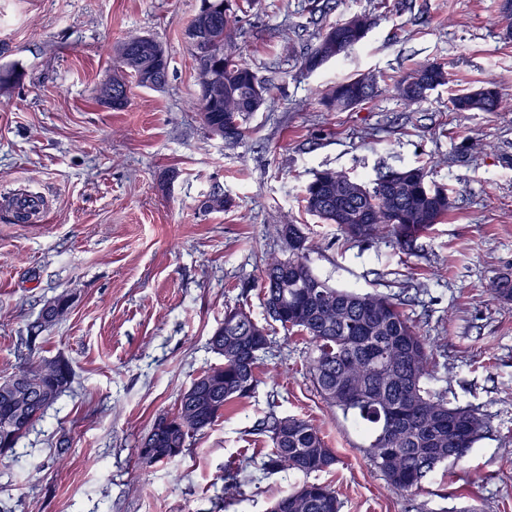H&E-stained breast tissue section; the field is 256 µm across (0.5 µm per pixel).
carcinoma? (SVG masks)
Instances as JSON below:
<instances>
[{"instance_id": "1", "label": "carcinoma", "mask_w": 512, "mask_h": 512, "mask_svg": "<svg viewBox=\"0 0 512 512\" xmlns=\"http://www.w3.org/2000/svg\"><path fill=\"white\" fill-rule=\"evenodd\" d=\"M185 36L195 62L198 95L189 108L206 116L203 125L211 134L234 144L247 132L254 109V87L269 92L266 81L241 57L235 0H203ZM371 18L353 15L319 32L302 56V69L314 72L345 58L366 38ZM114 67H123L135 81L157 64L138 51L130 36L114 49ZM446 80L437 63L421 66L385 88L375 77L354 75L332 83L321 103L329 111H346L372 100L387 90L407 102H417ZM503 102L497 85L487 82L472 92L451 99L454 112H495ZM333 170H322L303 190L307 213L336 225L348 240L369 243L389 238L404 253H413L416 242L431 233L448 216L452 202L448 190L428 182L424 166L390 170L372 183L353 182L364 190L358 195L329 182ZM284 243L282 256L267 255L262 264L260 294L267 318L288 336L305 337L310 345L307 365L314 387L327 406L340 412L368 448H382L370 458L392 490L414 494L439 469L460 461L486 429L483 415L472 406H452L442 395L423 386L435 369V352L426 337L405 313L398 295L377 290L360 292L337 287L317 275L308 253L292 252L288 236L308 240L298 224L279 227ZM272 331L254 320L241 306L224 311V325L217 327L210 343L224 341V377L219 390L209 395L205 421L192 432L173 428L192 398L183 390L173 411L158 415L147 435L133 448L138 466L149 469L171 463L183 455L190 440L210 428L224 411L251 397L262 382L260 360L270 348ZM53 369L32 384L28 402L12 399L11 384L35 374L36 362L27 360L0 385V433L25 434L59 396L69 388L72 368L57 357ZM257 431L271 443V451L259 467L269 473L328 472L338 463L320 430L310 421L273 412L257 424ZM342 502L329 483L305 482L281 493L270 512H341Z\"/></svg>"}]
</instances>
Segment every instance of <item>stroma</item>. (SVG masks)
Here are the masks:
<instances>
[{"label":"stroma","mask_w":512,"mask_h":512,"mask_svg":"<svg viewBox=\"0 0 512 512\" xmlns=\"http://www.w3.org/2000/svg\"><path fill=\"white\" fill-rule=\"evenodd\" d=\"M302 2L261 0L243 19V56L271 88L230 146L188 108L197 86L185 31L203 0H0V73L12 75L0 87V380L28 358L61 356L73 371L70 388L0 458V512H268L308 479L331 483L341 512H512V300L493 292L512 279V39L502 0H335L317 19ZM360 13L374 19L365 41L303 72L315 33ZM145 34L168 53L167 87L130 85L121 112L94 104L109 47ZM285 39L294 53L281 54ZM430 62L445 65L448 83L420 102L387 92L345 112L319 103L336 80L372 73L385 85ZM488 81L501 109L452 111V97ZM420 164L454 207L414 254L346 241L303 208L315 171L369 182ZM216 184L232 205L202 212ZM17 194L42 201L43 222H13L5 202ZM283 224L303 225L310 265L333 285L417 288L407 313L445 350L425 388L478 408L490 426L452 477L434 475L412 496L393 492L317 395L298 342L265 357L267 381L177 461L137 468L134 445L154 418L221 364L208 341L225 308L264 320L260 258L281 251ZM60 295L68 316L27 348L28 324ZM271 410L310 420L336 468L268 475L225 498V474L269 452L255 424Z\"/></svg>","instance_id":"obj_1"}]
</instances>
